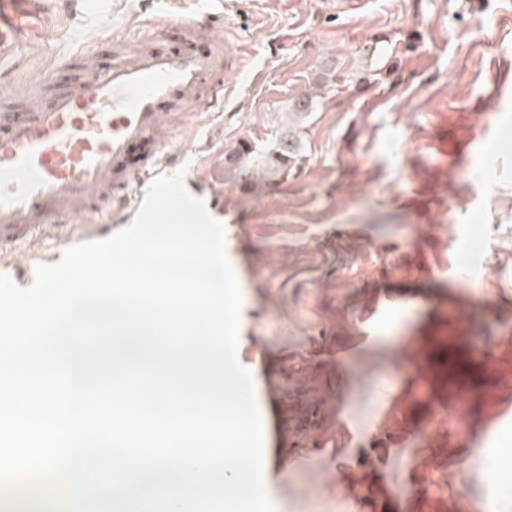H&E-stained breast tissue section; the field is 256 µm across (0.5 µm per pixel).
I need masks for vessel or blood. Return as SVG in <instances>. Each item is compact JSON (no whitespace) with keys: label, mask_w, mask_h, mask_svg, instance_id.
<instances>
[{"label":"vessel or blood","mask_w":512,"mask_h":512,"mask_svg":"<svg viewBox=\"0 0 512 512\" xmlns=\"http://www.w3.org/2000/svg\"><path fill=\"white\" fill-rule=\"evenodd\" d=\"M136 46L103 39L48 72L31 93L0 92V251L54 230L97 239L130 185L170 156L183 122L224 100V39L198 14L161 18Z\"/></svg>","instance_id":"b4317fda"}]
</instances>
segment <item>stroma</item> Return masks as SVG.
<instances>
[{
  "label": "stroma",
  "mask_w": 512,
  "mask_h": 512,
  "mask_svg": "<svg viewBox=\"0 0 512 512\" xmlns=\"http://www.w3.org/2000/svg\"><path fill=\"white\" fill-rule=\"evenodd\" d=\"M221 18L246 65L224 109L190 123L174 151L182 183L222 207L224 253L241 293L237 356L254 384L275 512H373L351 472L374 471L386 512H462L512 498V0H186ZM145 0H88L0 56V88L40 79L74 49L141 34ZM329 88L303 117L288 107ZM296 127L301 158L272 184L226 169L241 141L272 153ZM55 239L10 256L30 286L61 261ZM415 308L370 317L375 297ZM462 304L449 317L451 304ZM481 324L486 350L462 330ZM446 325L487 379L412 419L411 361ZM319 403L326 424L295 456L276 402Z\"/></svg>",
  "instance_id": "35a3bbf8"
}]
</instances>
